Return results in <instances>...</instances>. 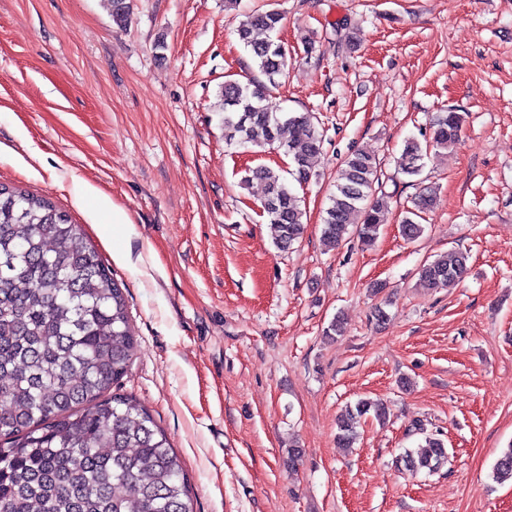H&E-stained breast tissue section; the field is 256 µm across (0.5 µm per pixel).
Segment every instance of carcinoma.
Returning a JSON list of instances; mask_svg holds the SVG:
<instances>
[{
  "label": "carcinoma",
  "mask_w": 512,
  "mask_h": 512,
  "mask_svg": "<svg viewBox=\"0 0 512 512\" xmlns=\"http://www.w3.org/2000/svg\"><path fill=\"white\" fill-rule=\"evenodd\" d=\"M277 10L244 14L235 32L260 75L245 83L226 80L220 91L224 140L229 146L284 150L297 180L308 181L324 134L310 112H279L267 83L283 73L288 51L274 38ZM267 33L264 40L254 31ZM465 117L437 115L433 135L412 138L398 159L399 173L420 175L436 147L458 141ZM380 162L351 150L323 218V240L340 245L347 224L361 217L358 236L373 244L387 204L377 195ZM264 185L263 214L284 251L305 229L299 197L271 167H258L243 183ZM429 190L413 200L402 219L408 240L425 227L417 221L436 205ZM431 289L469 274L468 256L451 248L418 269ZM133 333L123 288L112 278L81 225L46 198L0 183V512H193L180 460L164 431L134 400L112 393L127 373ZM380 419L385 408L369 399L338 418L336 442L349 448L362 417ZM412 471L435 472L448 462L445 442L425 436L423 449L402 456ZM497 482L512 479V447L493 467Z\"/></svg>",
  "instance_id": "obj_1"
}]
</instances>
